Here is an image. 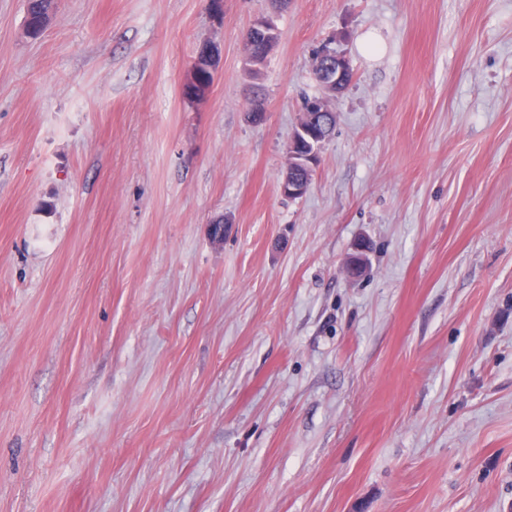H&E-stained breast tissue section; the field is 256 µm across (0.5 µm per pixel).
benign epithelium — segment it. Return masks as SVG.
I'll return each mask as SVG.
<instances>
[{"mask_svg": "<svg viewBox=\"0 0 512 512\" xmlns=\"http://www.w3.org/2000/svg\"><path fill=\"white\" fill-rule=\"evenodd\" d=\"M278 36V30L269 18L256 21L249 30L250 41L259 46H268ZM321 68L319 83L329 95L340 92L354 77L353 70L345 56L325 49L317 55ZM329 111L326 99L316 98L307 103L300 119L288 140L287 164L279 184L282 197L299 199L309 190L312 174L318 165L320 148L327 139V130L317 123L316 114ZM366 246L359 244L348 264V274L359 276L366 269Z\"/></svg>", "mask_w": 512, "mask_h": 512, "instance_id": "obj_1", "label": "benign epithelium"}]
</instances>
